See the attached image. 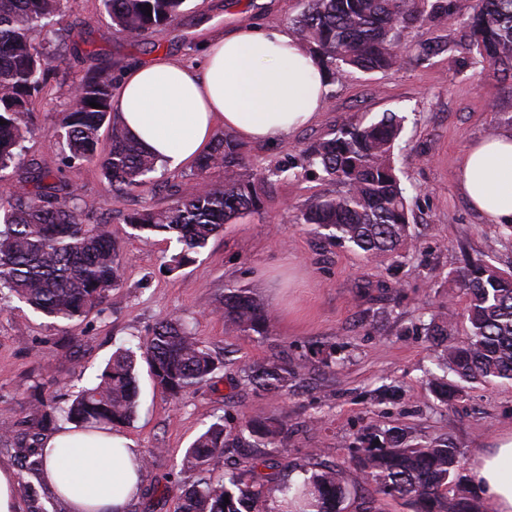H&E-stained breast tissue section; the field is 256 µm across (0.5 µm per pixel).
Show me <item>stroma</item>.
Listing matches in <instances>:
<instances>
[{
    "label": "stroma",
    "instance_id": "obj_1",
    "mask_svg": "<svg viewBox=\"0 0 512 512\" xmlns=\"http://www.w3.org/2000/svg\"><path fill=\"white\" fill-rule=\"evenodd\" d=\"M305 0H187L183 13L163 30L131 38L116 33L101 0H67L56 16L60 58L28 116L31 133L25 163L62 169L65 180L92 202L89 224L108 225L126 255L122 297L70 322L54 323L15 300L0 301V466L19 471L32 491L21 512H64L38 475L20 472V451L42 412L41 402L64 403L100 373L119 346L147 340L163 317L193 324L216 352V386L180 399L154 387L141 372V408L120 432L147 457L142 490L125 512H175L177 487L191 484L182 471L186 448L215 417L245 421L257 413L288 416L285 446L266 448L279 477L319 462L341 469L351 495L344 512H412L407 500L383 497L355 480L351 457L366 427L398 428L427 445L450 439L462 467L449 496L484 499L474 478L475 453L494 448L512 431V383L470 384L451 406L426 384L439 347L427 334L431 317L452 313V333L464 338L466 297L455 282L464 256L512 267V238L464 198L459 162L469 145L491 134L512 135V79L477 63L459 23H429L405 30L409 52L394 70L351 71L329 85L315 121L274 144L247 142L244 161L254 170L298 164L307 144L329 137L348 116L363 123L394 112L404 116L396 150L399 176L408 190L412 238L398 259L367 257L325 240L297 223L299 209L336 194V183L300 168L276 181L259 211L225 224L195 261L169 273L164 263L176 241L143 239L124 224L126 214L163 208L199 184L196 165L159 167L145 183L121 195L109 193L97 166L63 168L57 130L71 91L88 74L122 76L130 66L164 55L194 64L202 45L221 32L253 26L288 27ZM443 43L427 55L423 41ZM246 288L271 307L268 336L244 335L225 325L215 308L228 288ZM287 359L300 373L285 395L256 393L240 378L247 364ZM396 390L378 396V387Z\"/></svg>",
    "mask_w": 512,
    "mask_h": 512
}]
</instances>
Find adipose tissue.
Returning a JSON list of instances; mask_svg holds the SVG:
<instances>
[{"label":"adipose tissue","instance_id":"ef3b65f1","mask_svg":"<svg viewBox=\"0 0 512 512\" xmlns=\"http://www.w3.org/2000/svg\"><path fill=\"white\" fill-rule=\"evenodd\" d=\"M327 87L317 60L288 31L241 28L214 38L201 66L160 56L128 68L113 96L118 122L171 168L196 160L217 129L275 142L311 123ZM459 186L489 223H512V135L471 145ZM42 481L65 512H122L140 489L142 455L112 432L67 426L44 444ZM477 484L493 512H512V434L477 454Z\"/></svg>","mask_w":512,"mask_h":512}]
</instances>
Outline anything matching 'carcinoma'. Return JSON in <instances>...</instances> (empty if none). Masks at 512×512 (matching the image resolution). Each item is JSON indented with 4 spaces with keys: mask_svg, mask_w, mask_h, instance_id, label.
<instances>
[{
    "mask_svg": "<svg viewBox=\"0 0 512 512\" xmlns=\"http://www.w3.org/2000/svg\"><path fill=\"white\" fill-rule=\"evenodd\" d=\"M102 2L116 32L140 36L171 25L185 0ZM148 8L150 16L145 15ZM61 9L62 0H0V119L5 121L0 125V172L11 168L19 173L18 183L33 185L0 200V289L55 323L83 317L118 297L124 264L121 246L107 225L84 223L92 206L71 189L62 170L23 167L30 105L56 61L51 51H35L31 35L40 31L45 44L53 47L58 30L52 19ZM460 18L470 29L475 57L512 76V0H307L291 28L295 40L318 59L327 81L340 82L353 69L399 67L407 50L401 40L407 27L445 25ZM112 94V78L85 76L60 128L68 149L64 166L94 164L109 190L122 194L142 185L159 162L116 120L109 150L99 151ZM92 102L100 107H91ZM401 133V118L393 112L368 125L350 117L332 137L304 148L305 166L343 190L311 203L296 215L297 222L325 230L326 238L367 256L399 257L410 237V209L395 157ZM216 168L224 169L223 185L207 183L165 208L123 218L148 239L167 236L181 245L167 261L170 272L193 262L224 224L259 210L271 184L244 163L241 145L230 134H216L211 149L198 159L199 174ZM457 281L467 296L468 334L457 340L448 326H432L443 371L463 382H512V271L474 259ZM216 312L225 324L247 335L264 336L273 322L272 311L246 288L227 289ZM142 361L155 384L174 398L207 385L219 368V360L185 319L169 315L156 323L146 341L116 350L93 385L67 405L50 407L45 416L57 412L88 430L129 423L139 407L137 370ZM244 374L259 390L283 393L299 370L276 360L249 366ZM428 386L445 404L462 392L443 376H431ZM287 435L286 416L259 415L238 425L224 416L216 418L184 454L181 467L194 473L195 480L181 490L176 512H256L261 492L245 483L242 473L224 470V448L239 441L266 448L283 443ZM359 443L351 462L377 494L405 497L413 512H483L474 497L447 495L460 464L452 442L417 446L392 429L370 427ZM276 491L279 496L270 512H343L348 494L342 473L320 463L301 469L297 479Z\"/></svg>",
    "mask_w": 512,
    "mask_h": 512,
    "instance_id": "obj_1",
    "label": "carcinoma"
}]
</instances>
